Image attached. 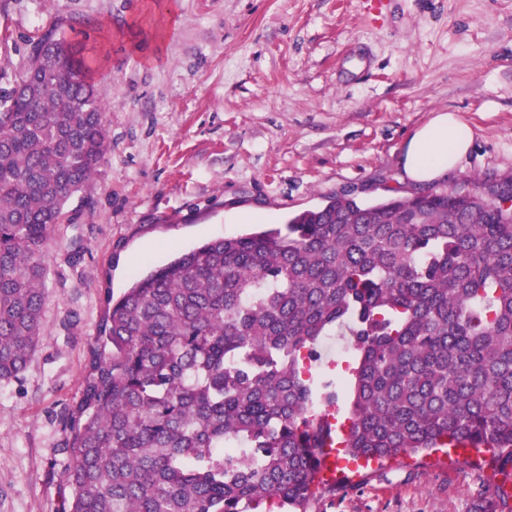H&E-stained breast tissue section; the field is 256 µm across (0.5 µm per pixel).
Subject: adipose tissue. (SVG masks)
<instances>
[{"label": "adipose tissue", "mask_w": 512, "mask_h": 512, "mask_svg": "<svg viewBox=\"0 0 512 512\" xmlns=\"http://www.w3.org/2000/svg\"><path fill=\"white\" fill-rule=\"evenodd\" d=\"M474 142V130L458 113L440 112L407 139L400 166L413 183L440 181L459 169Z\"/></svg>", "instance_id": "adipose-tissue-1"}]
</instances>
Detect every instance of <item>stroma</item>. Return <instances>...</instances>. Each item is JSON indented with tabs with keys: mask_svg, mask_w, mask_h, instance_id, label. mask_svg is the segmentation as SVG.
I'll use <instances>...</instances> for the list:
<instances>
[{
	"mask_svg": "<svg viewBox=\"0 0 512 512\" xmlns=\"http://www.w3.org/2000/svg\"><path fill=\"white\" fill-rule=\"evenodd\" d=\"M93 60L108 149L48 244L38 347L0 382V512H66L65 425L109 308L201 243L350 193L410 196L398 158L436 112L473 148L442 180L512 178V0H0V92L53 20ZM310 512H479L512 464L338 456Z\"/></svg>",
	"mask_w": 512,
	"mask_h": 512,
	"instance_id": "1",
	"label": "stroma"
}]
</instances>
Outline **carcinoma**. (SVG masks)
<instances>
[{"mask_svg": "<svg viewBox=\"0 0 512 512\" xmlns=\"http://www.w3.org/2000/svg\"><path fill=\"white\" fill-rule=\"evenodd\" d=\"M89 72L53 26L0 96V381L38 346L50 234L107 149ZM468 185L336 196L136 279L66 425L69 512H308L333 439L511 464L512 182ZM334 327L350 377H315Z\"/></svg>", "mask_w": 512, "mask_h": 512, "instance_id": "1", "label": "carcinoma"}]
</instances>
